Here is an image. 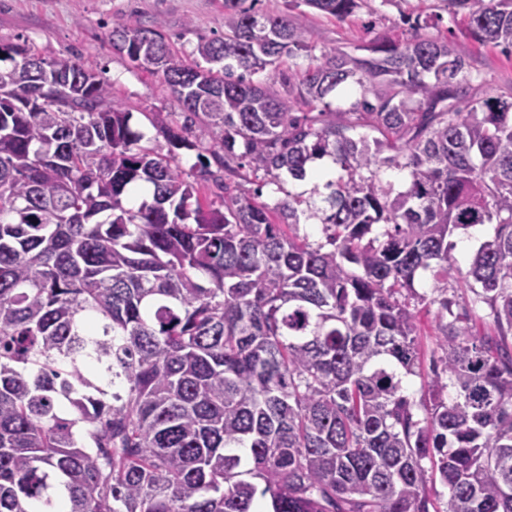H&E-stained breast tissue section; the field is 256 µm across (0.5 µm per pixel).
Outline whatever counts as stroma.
Instances as JSON below:
<instances>
[{
    "mask_svg": "<svg viewBox=\"0 0 512 512\" xmlns=\"http://www.w3.org/2000/svg\"><path fill=\"white\" fill-rule=\"evenodd\" d=\"M439 0H401L384 6L383 17L368 25L365 11L339 20L307 6L284 11L283 0H258L255 9L273 15L287 12L317 47H338L361 56L366 46L383 38L401 39V11ZM137 14L158 22L183 55H190L198 35L224 33V0H0V38L26 41L46 58L73 54L91 62L112 87L114 97L132 114L131 124L144 133L145 144L157 136L147 119L151 112H175L179 105L159 75L132 63L109 45L113 19ZM193 30H185L186 21ZM469 81L495 95H512V55L477 43L469 45Z\"/></svg>",
    "mask_w": 512,
    "mask_h": 512,
    "instance_id": "35a3bbf8",
    "label": "stroma"
}]
</instances>
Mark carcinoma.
<instances>
[{"mask_svg": "<svg viewBox=\"0 0 512 512\" xmlns=\"http://www.w3.org/2000/svg\"><path fill=\"white\" fill-rule=\"evenodd\" d=\"M377 1L394 3L286 8ZM245 2L224 0V36L192 61L160 26L112 21L113 49L186 113H152L163 146L92 64L0 40V512H438L437 483L444 512H512V100L469 93L468 45L419 35L434 13L355 57ZM442 2L512 51V0ZM325 156L324 193L271 207L244 188L284 191ZM483 224L462 273L449 238ZM435 304L441 356L415 398ZM430 311H426L422 309L419 315V330L420 336H418V341L421 346L422 351L424 352V366L425 368H429V360L432 350L435 348L434 345V328H435V307H430Z\"/></svg>", "mask_w": 512, "mask_h": 512, "instance_id": "obj_1", "label": "carcinoma"}]
</instances>
